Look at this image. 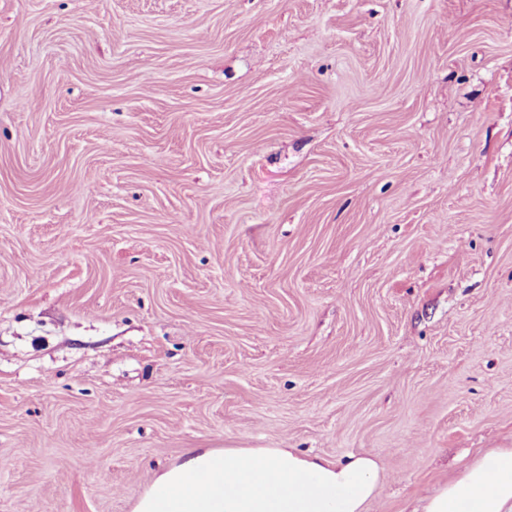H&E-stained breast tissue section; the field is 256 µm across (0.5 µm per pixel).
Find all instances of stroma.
<instances>
[{
  "label": "stroma",
  "mask_w": 512,
  "mask_h": 512,
  "mask_svg": "<svg viewBox=\"0 0 512 512\" xmlns=\"http://www.w3.org/2000/svg\"><path fill=\"white\" fill-rule=\"evenodd\" d=\"M193 448H512V0H0V512Z\"/></svg>",
  "instance_id": "obj_1"
}]
</instances>
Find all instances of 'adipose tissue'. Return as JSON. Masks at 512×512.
<instances>
[{
	"mask_svg": "<svg viewBox=\"0 0 512 512\" xmlns=\"http://www.w3.org/2000/svg\"><path fill=\"white\" fill-rule=\"evenodd\" d=\"M382 471L367 453L331 462L289 448H195L133 512H366ZM413 512H512V448L479 452Z\"/></svg>",
	"mask_w": 512,
	"mask_h": 512,
	"instance_id": "adipose-tissue-1",
	"label": "adipose tissue"
}]
</instances>
